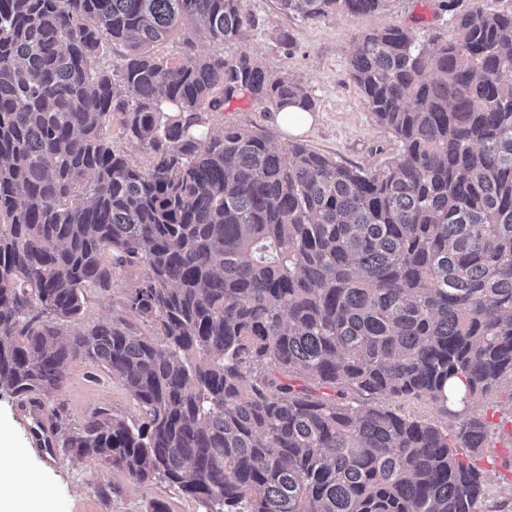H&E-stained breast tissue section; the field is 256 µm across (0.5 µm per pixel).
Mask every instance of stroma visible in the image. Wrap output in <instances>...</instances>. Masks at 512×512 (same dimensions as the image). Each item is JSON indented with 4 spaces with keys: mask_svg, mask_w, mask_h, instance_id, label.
<instances>
[{
    "mask_svg": "<svg viewBox=\"0 0 512 512\" xmlns=\"http://www.w3.org/2000/svg\"><path fill=\"white\" fill-rule=\"evenodd\" d=\"M257 27L245 40L217 46L202 41V54L221 52L231 59L247 52L262 61L273 74L287 75L309 87L316 99L311 128L300 134V142L344 165L367 166L393 157L397 143L373 120L361 95L348 78V59L355 36L365 30L391 24L412 28L419 39H428L448 29V17L438 10V0H387L384 10L353 18L339 14L310 22L281 13L277 0H244ZM289 32L292 47L279 44L280 32ZM228 125L264 130L273 146L289 141L287 133L274 123L271 113L249 99L231 101L223 111L207 117L209 129ZM137 270L116 275L112 291L89 292L84 304L83 324H94L127 314L131 288L140 279ZM56 403L65 423L81 426L101 408L129 422L142 419V412L121 381L108 375L100 365L76 360ZM491 424L492 450L512 448V386L504 384L477 406ZM31 418L9 396L0 397V431L8 434L23 454L17 465L24 476L34 477L38 489L52 499L56 512H150L152 502H162L167 512H199L191 496L155 481L136 483L120 471H107L91 459H78L58 451L48 455L30 442Z\"/></svg>",
    "mask_w": 512,
    "mask_h": 512,
    "instance_id": "obj_1",
    "label": "stroma"
}]
</instances>
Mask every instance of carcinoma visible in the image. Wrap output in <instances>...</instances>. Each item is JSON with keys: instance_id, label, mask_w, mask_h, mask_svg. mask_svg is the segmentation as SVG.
Here are the masks:
<instances>
[{"instance_id": "cac0c4a2", "label": "carcinoma", "mask_w": 512, "mask_h": 512, "mask_svg": "<svg viewBox=\"0 0 512 512\" xmlns=\"http://www.w3.org/2000/svg\"><path fill=\"white\" fill-rule=\"evenodd\" d=\"M243 2L0 0V391L49 416L52 447L201 512H479L476 406L512 384V0H440L448 34L423 42L355 38L350 79L399 145L368 168L204 130L238 97L317 107L245 52H196L256 28ZM277 3L319 21L386 0ZM172 38L182 63L158 52ZM133 267L152 335L79 327ZM77 359L144 421L63 427ZM383 399L429 403L453 438Z\"/></svg>"}]
</instances>
